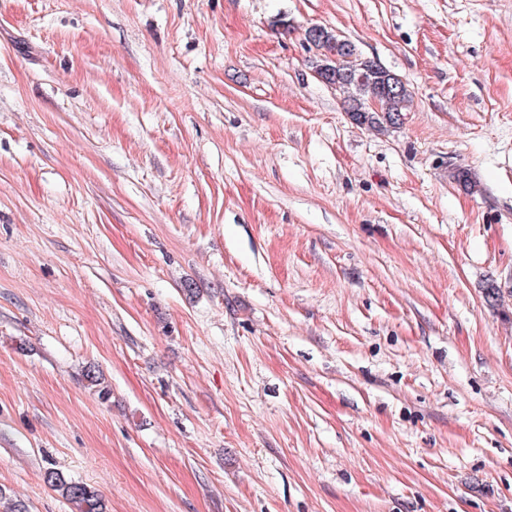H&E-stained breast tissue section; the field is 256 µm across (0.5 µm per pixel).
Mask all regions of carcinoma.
<instances>
[{
  "mask_svg": "<svg viewBox=\"0 0 512 512\" xmlns=\"http://www.w3.org/2000/svg\"><path fill=\"white\" fill-rule=\"evenodd\" d=\"M317 50L320 51L318 67L333 69L330 85L342 92L346 111L358 124L384 130L395 126L400 116L410 108L413 96L406 84H401L390 96L380 95L379 88L389 70L378 62L371 66L365 59L350 54L338 35L330 34ZM452 177L468 192L479 191V185L468 170L455 167ZM85 379L101 399L109 398L110 389L94 370H87ZM44 480L72 505V512H107L104 499L95 489L66 478L63 472L50 470L45 473Z\"/></svg>",
  "mask_w": 512,
  "mask_h": 512,
  "instance_id": "cac0c4a2",
  "label": "carcinoma"
}]
</instances>
